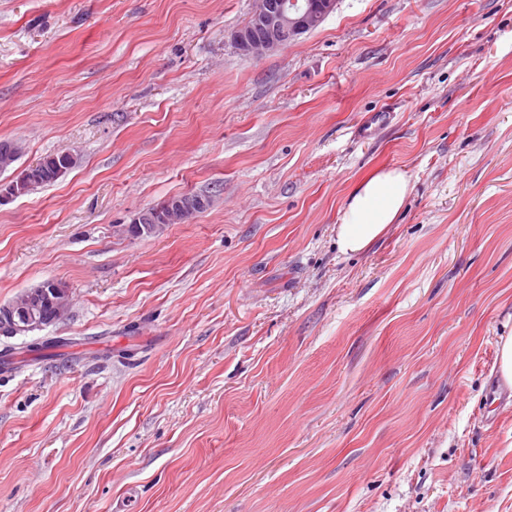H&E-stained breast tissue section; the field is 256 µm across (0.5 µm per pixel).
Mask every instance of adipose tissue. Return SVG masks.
I'll list each match as a JSON object with an SVG mask.
<instances>
[{
  "label": "adipose tissue",
  "instance_id": "adipose-tissue-1",
  "mask_svg": "<svg viewBox=\"0 0 512 512\" xmlns=\"http://www.w3.org/2000/svg\"><path fill=\"white\" fill-rule=\"evenodd\" d=\"M410 192V179L398 167L382 168L363 179L349 195L336 226L341 253L368 249L393 224Z\"/></svg>",
  "mask_w": 512,
  "mask_h": 512
}]
</instances>
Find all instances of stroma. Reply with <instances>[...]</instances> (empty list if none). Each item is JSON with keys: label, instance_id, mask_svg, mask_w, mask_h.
<instances>
[{"label": "stroma", "instance_id": "stroma-1", "mask_svg": "<svg viewBox=\"0 0 512 512\" xmlns=\"http://www.w3.org/2000/svg\"><path fill=\"white\" fill-rule=\"evenodd\" d=\"M251 7L0 0L14 170L77 159L0 205V305L71 294L0 336V512H512V0H339L260 58ZM384 167L405 205L342 255ZM410 192V179L398 167L382 168L351 192L336 225V246L343 254L368 249L394 224ZM47 288H60L58 295H54L52 289H49L51 300L42 305L44 321L54 324L67 314L69 306L60 315L59 308L63 302L68 300L69 293L65 283L54 279L48 283ZM46 294L47 289L41 285L27 290L19 300L7 305H0V333L16 335L17 333L40 330L47 326L45 322L37 318L34 312L40 308ZM498 375L512 386V336H503L498 343Z\"/></svg>", "mask_w": 512, "mask_h": 512}]
</instances>
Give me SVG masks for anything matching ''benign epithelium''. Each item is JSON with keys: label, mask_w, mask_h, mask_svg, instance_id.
I'll return each mask as SVG.
<instances>
[{"label": "benign epithelium", "mask_w": 512, "mask_h": 512, "mask_svg": "<svg viewBox=\"0 0 512 512\" xmlns=\"http://www.w3.org/2000/svg\"><path fill=\"white\" fill-rule=\"evenodd\" d=\"M338 0H317L305 10L293 12L288 10V3L275 10L269 0H253L250 18L254 24L244 25L234 31L232 42L236 49L259 57L271 51L287 46V38L317 28L337 6ZM30 187L29 172L21 175L9 184L6 193L0 192V202L4 195L24 194ZM206 206V201L191 196H182L170 201L169 211L176 212L184 218L198 213ZM47 294L45 286L27 290L20 299L7 305H0V333L15 335L45 327V323L37 318L35 310L40 308Z\"/></svg>", "instance_id": "obj_1"}]
</instances>
